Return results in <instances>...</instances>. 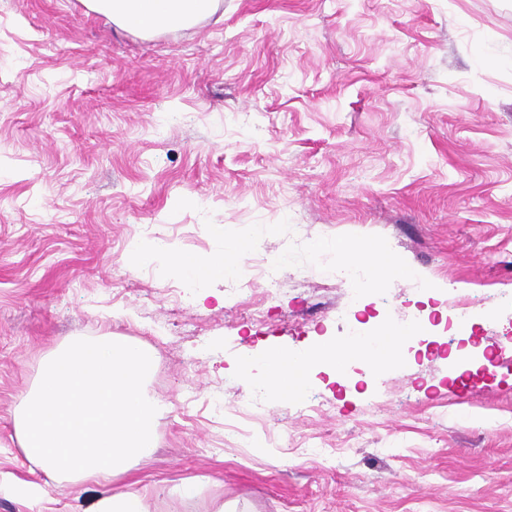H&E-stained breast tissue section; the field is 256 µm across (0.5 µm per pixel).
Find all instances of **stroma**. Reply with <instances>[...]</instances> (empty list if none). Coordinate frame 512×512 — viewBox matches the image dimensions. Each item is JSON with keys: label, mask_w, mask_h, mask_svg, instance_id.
Wrapping results in <instances>:
<instances>
[{"label": "stroma", "mask_w": 512, "mask_h": 512, "mask_svg": "<svg viewBox=\"0 0 512 512\" xmlns=\"http://www.w3.org/2000/svg\"><path fill=\"white\" fill-rule=\"evenodd\" d=\"M220 224L253 241L235 276L131 264L219 252ZM343 245L412 270L361 330L426 335L368 382L248 404L242 357L346 344ZM482 298L495 327L449 329ZM108 335L151 350L169 408L111 484L63 483L16 415L54 348ZM28 486L44 512L134 489L146 512H512V0H220L152 36L0 0V512H31Z\"/></svg>", "instance_id": "1"}]
</instances>
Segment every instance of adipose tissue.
Returning a JSON list of instances; mask_svg holds the SVG:
<instances>
[{"mask_svg": "<svg viewBox=\"0 0 512 512\" xmlns=\"http://www.w3.org/2000/svg\"><path fill=\"white\" fill-rule=\"evenodd\" d=\"M85 3L90 10L110 16L124 30L156 33L195 24L214 11L216 0H85ZM219 234L226 242L223 252L207 257L175 254L171 256L172 264L200 285L234 275L250 252L251 241L231 224L223 225ZM405 335L404 329L385 327L370 340L352 343L342 350L331 343L303 352L270 349L261 359H242L240 369L247 373L255 365H263L266 377L262 386L266 392L298 399L307 393L319 372L341 371L359 361L377 367L388 365L397 357Z\"/></svg>", "mask_w": 512, "mask_h": 512, "instance_id": "adipose-tissue-1", "label": "adipose tissue"}]
</instances>
